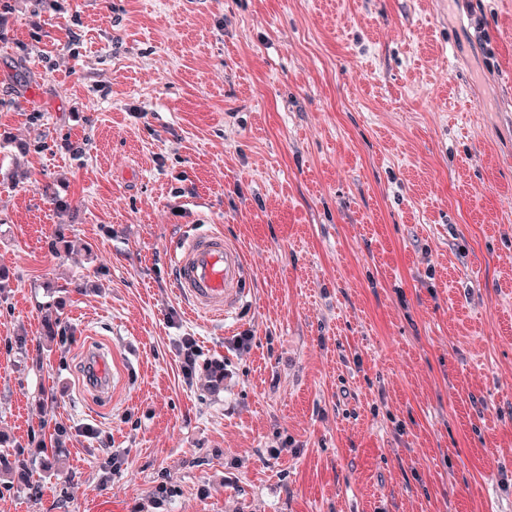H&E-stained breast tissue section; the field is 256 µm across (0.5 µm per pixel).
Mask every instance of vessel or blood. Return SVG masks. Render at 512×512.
<instances>
[{
  "instance_id": "b4317fda",
  "label": "vessel or blood",
  "mask_w": 512,
  "mask_h": 512,
  "mask_svg": "<svg viewBox=\"0 0 512 512\" xmlns=\"http://www.w3.org/2000/svg\"><path fill=\"white\" fill-rule=\"evenodd\" d=\"M177 286L193 309L205 315H232L245 303L249 267L240 247L223 232L189 236L176 256Z\"/></svg>"
}]
</instances>
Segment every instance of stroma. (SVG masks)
Instances as JSON below:
<instances>
[{
	"label": "stroma",
	"instance_id": "35a3bbf8",
	"mask_svg": "<svg viewBox=\"0 0 512 512\" xmlns=\"http://www.w3.org/2000/svg\"><path fill=\"white\" fill-rule=\"evenodd\" d=\"M0 452V512H512V0H0ZM177 288L193 309L205 315H234L246 302L249 267L243 251L222 231L189 236L176 255Z\"/></svg>",
	"mask_w": 512,
	"mask_h": 512
}]
</instances>
